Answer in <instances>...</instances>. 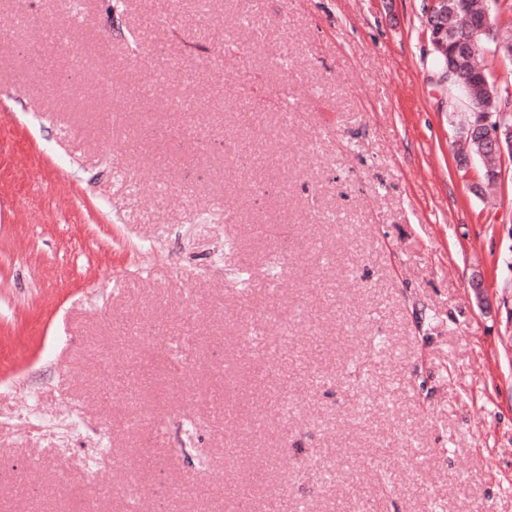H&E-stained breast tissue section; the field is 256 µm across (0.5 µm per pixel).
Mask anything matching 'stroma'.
<instances>
[{"label":"stroma","instance_id":"obj_1","mask_svg":"<svg viewBox=\"0 0 512 512\" xmlns=\"http://www.w3.org/2000/svg\"><path fill=\"white\" fill-rule=\"evenodd\" d=\"M80 3L0 42V512H512V159L458 168L429 0Z\"/></svg>","mask_w":512,"mask_h":512}]
</instances>
